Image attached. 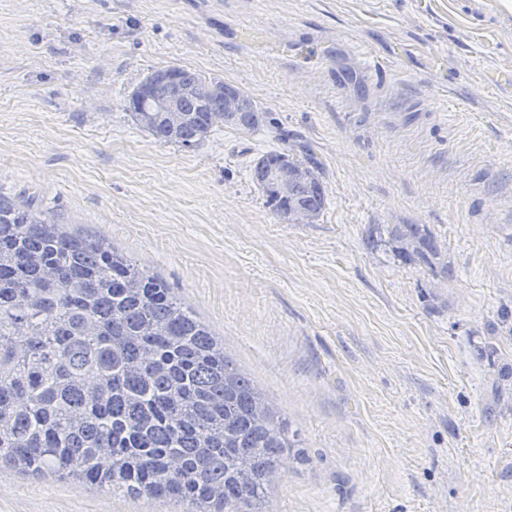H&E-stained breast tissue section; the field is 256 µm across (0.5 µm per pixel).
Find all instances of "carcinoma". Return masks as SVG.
Segmentation results:
<instances>
[{"instance_id": "obj_1", "label": "carcinoma", "mask_w": 512, "mask_h": 512, "mask_svg": "<svg viewBox=\"0 0 512 512\" xmlns=\"http://www.w3.org/2000/svg\"><path fill=\"white\" fill-rule=\"evenodd\" d=\"M156 140L194 151L226 125L267 126L237 87L179 66L128 100ZM296 177L283 187L284 166ZM250 177L270 211L317 218L327 195L311 158L264 151ZM400 261L448 279L421 224L391 231ZM298 439L159 276L102 238L0 195V471L58 477L186 512H261Z\"/></svg>"}]
</instances>
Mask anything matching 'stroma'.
<instances>
[{
  "label": "stroma",
  "mask_w": 512,
  "mask_h": 512,
  "mask_svg": "<svg viewBox=\"0 0 512 512\" xmlns=\"http://www.w3.org/2000/svg\"><path fill=\"white\" fill-rule=\"evenodd\" d=\"M502 0H0V193L167 282L287 418L269 512H512V9ZM259 29L256 43L235 28ZM239 88L275 128L186 152L126 109L153 70ZM289 132L327 204L266 207ZM425 225L453 276L371 225ZM0 512H182L0 472Z\"/></svg>",
  "instance_id": "35a3bbf8"
}]
</instances>
